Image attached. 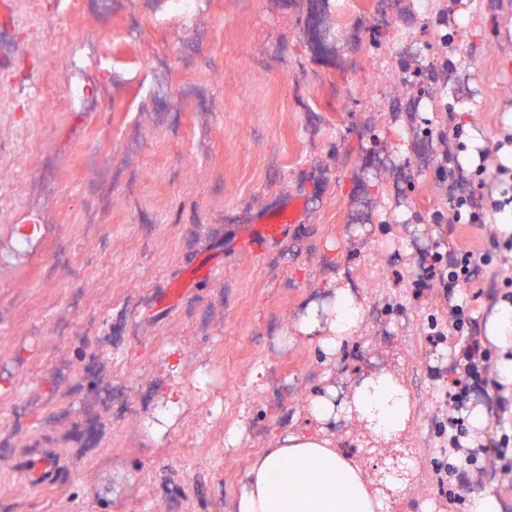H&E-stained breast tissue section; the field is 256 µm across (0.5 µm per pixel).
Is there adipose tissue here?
Segmentation results:
<instances>
[{
	"instance_id": "adipose-tissue-1",
	"label": "adipose tissue",
	"mask_w": 512,
	"mask_h": 512,
	"mask_svg": "<svg viewBox=\"0 0 512 512\" xmlns=\"http://www.w3.org/2000/svg\"><path fill=\"white\" fill-rule=\"evenodd\" d=\"M361 309L341 291L328 322L304 319L300 330L316 335L319 346L335 351L359 326ZM488 338L503 355L498 364L503 394L512 395V304L500 303L488 321ZM376 434L391 437L411 422L410 400L403 386L389 375H377L358 385L348 404ZM379 493L361 465L335 448L318 430H300L279 439L250 461L246 479L232 512H381Z\"/></svg>"
}]
</instances>
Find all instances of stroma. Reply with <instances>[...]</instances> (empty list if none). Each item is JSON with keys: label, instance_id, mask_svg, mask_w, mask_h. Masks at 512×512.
<instances>
[{"label": "stroma", "instance_id": "stroma-1", "mask_svg": "<svg viewBox=\"0 0 512 512\" xmlns=\"http://www.w3.org/2000/svg\"><path fill=\"white\" fill-rule=\"evenodd\" d=\"M449 3L206 0L183 27L163 23L165 0H84L61 20L54 0H16L0 36L15 74L59 84L27 30L41 18L99 31L145 70L91 73L96 110L54 105L28 152L15 147L25 105L0 104V191L15 198L0 242L39 238L0 265V512H229L250 459L311 427V397L332 391L341 406L380 373L406 389L411 430L386 443L340 409L324 432L369 476L381 447L396 451L383 512H460L433 467L451 360L428 333L451 306L412 284L448 248L430 222L448 205L430 147L444 103L467 102L465 170L512 129V0H460V66L426 100L421 73L441 49L431 19ZM154 83L164 95H146ZM291 200L298 223L244 242ZM60 239L79 279L45 270ZM207 262L210 278L160 305ZM340 288L361 320L328 354L298 325L311 308L328 317ZM133 377L144 396L121 404ZM173 397L180 415L151 430ZM17 448L53 449L67 479L30 491Z\"/></svg>", "mask_w": 512, "mask_h": 512}]
</instances>
